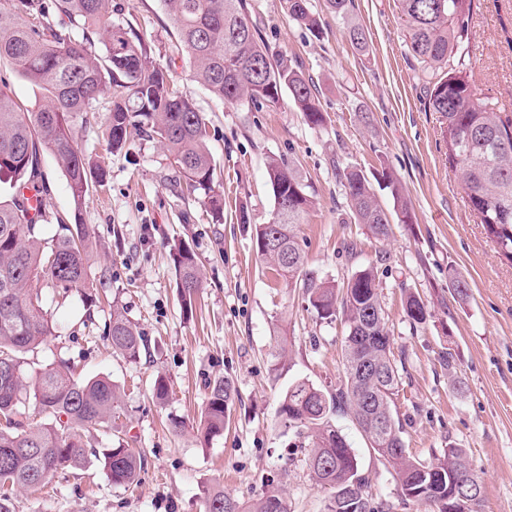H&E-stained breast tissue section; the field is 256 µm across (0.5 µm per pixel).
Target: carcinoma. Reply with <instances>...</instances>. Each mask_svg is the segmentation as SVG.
<instances>
[{"mask_svg": "<svg viewBox=\"0 0 512 512\" xmlns=\"http://www.w3.org/2000/svg\"><path fill=\"white\" fill-rule=\"evenodd\" d=\"M290 19L312 36L322 35L320 16L310 0H284ZM180 44L189 55L193 82L220 102L277 106L283 93L312 128L325 124L313 81L288 60L269 53L253 24L246 0H162ZM473 0H397L407 49L427 77L429 107L447 122L444 141L448 164L459 173L470 208L477 214L498 254L512 263V120L496 104L480 97L467 74L465 56ZM106 55L98 58L95 38ZM139 32L112 16V0H0V59L43 91L46 104L24 112L0 90V178L8 177V194L0 193V512H15L14 489L37 490L59 473L102 463L112 484L130 487L144 465V455L122 442L92 449L88 457L83 432L110 434L121 407V389L108 377L81 379L59 360L30 376L25 354L53 335L51 318L33 283L48 279L65 291L94 288L88 275L92 232L72 224L51 240L40 236L46 213H30L22 190L38 188L40 151L50 150L61 163L74 211L92 186H104L106 172L78 148L74 122L95 117L97 104H110L105 117L108 144L123 149L136 136L156 139L168 151L187 189L200 193L216 217L224 214V195L213 188L215 165L207 148L208 125L188 90L171 86L166 71L147 62ZM277 222L254 228L256 257L266 269L304 289L320 319L341 320L343 375L333 393L307 380L292 383L283 394L279 414L296 429L307 430L311 450L306 459L315 483L331 491L325 512H385L387 503L362 492L358 457L332 423L338 413L355 422L364 418L370 447L389 465L405 501L425 500L433 512H448V493L456 484L479 480L467 452L453 444L427 462L405 448L404 427L393 414L401 374L391 349L377 270L368 266L342 284L319 281L306 270L299 244L300 226L314 202L306 185L282 158L268 163ZM340 178L354 217L375 237L388 236L390 217L411 224L410 200L390 171L377 172L393 199L394 213L376 200L365 171L351 165ZM176 288L183 312L191 315L202 280L195 253L183 243L170 247ZM448 288L465 300L469 287L448 270ZM404 310L413 324L428 320L420 296H406ZM106 333L112 349L131 362L143 344L137 327L119 307H112ZM237 390L232 379L217 377L208 385L198 430L205 439L224 433ZM43 416L35 423L19 417L26 408ZM203 512H288L283 490L270 488L260 497L240 500L219 483L200 488Z\"/></svg>", "mask_w": 512, "mask_h": 512, "instance_id": "1", "label": "carcinoma"}]
</instances>
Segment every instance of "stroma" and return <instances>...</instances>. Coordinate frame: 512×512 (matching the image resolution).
<instances>
[{
    "label": "stroma",
    "mask_w": 512,
    "mask_h": 512,
    "mask_svg": "<svg viewBox=\"0 0 512 512\" xmlns=\"http://www.w3.org/2000/svg\"><path fill=\"white\" fill-rule=\"evenodd\" d=\"M247 3L270 53L288 55L315 83L323 127H309L287 100L259 110L218 103L191 81L189 58L177 49L160 0H112L113 17L139 31L150 61L166 69L171 85L190 90L205 114L223 222L176 185L157 140L139 137L113 153L101 120L78 127L79 149L107 171L106 187L90 189L78 212L54 155L40 153L44 238L62 222L92 226L88 274L103 281L148 351L135 363L113 353L103 330L108 312L81 291L63 293L41 280L36 287L55 334L27 353V368L33 373L66 358L80 377L105 375L123 387L119 436L146 461L128 488L113 486L95 464L68 471L45 490L16 492V512H203L199 488L207 482L242 500L278 484L288 512H325L330 492L312 479L305 441L284 423L279 403L298 380L335 390L344 326L319 321L302 289L256 259L253 230L274 205L272 156L295 166L315 202L300 227L308 271L339 283L361 268L377 269L394 352L404 366L395 410L406 447L427 461L451 443L466 449L483 483L480 512H512V265L498 256L448 166L446 121L427 104L422 67L407 51L395 0H354L346 21L325 0H311L322 19L319 39L289 19L282 0ZM352 21L364 27L368 52L351 45ZM466 64L483 96L511 116L512 0H474ZM348 165L369 173L390 168L411 202L412 223H392L383 239L356 223L336 175ZM243 205L247 224L239 221ZM177 241L195 251L201 271V302L190 319L181 311L169 257ZM452 268L469 285L467 300L448 290ZM411 292L428 307L426 323H410L405 314ZM279 325L288 331V354L277 367L270 352ZM448 350L458 357L452 369L441 360ZM159 373L170 383L163 404L151 395ZM218 376L233 379L237 398L223 435L206 442L196 423L207 385ZM333 421L355 450L369 491L387 500L390 512H432L429 503L402 500L393 471L349 416Z\"/></svg>",
    "instance_id": "1"
}]
</instances>
